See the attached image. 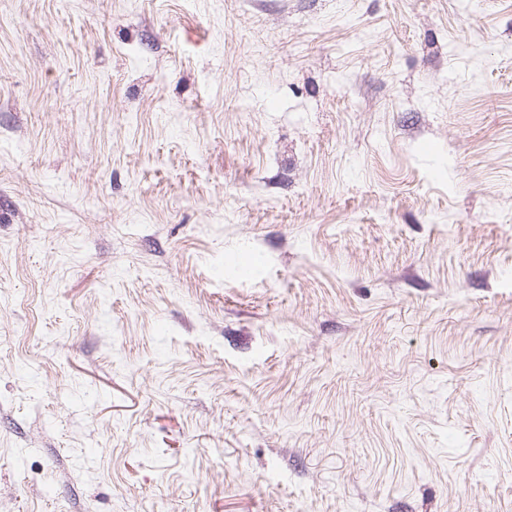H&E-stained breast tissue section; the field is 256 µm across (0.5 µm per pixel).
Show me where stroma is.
Returning <instances> with one entry per match:
<instances>
[{
  "instance_id": "35a3bbf8",
  "label": "stroma",
  "mask_w": 512,
  "mask_h": 512,
  "mask_svg": "<svg viewBox=\"0 0 512 512\" xmlns=\"http://www.w3.org/2000/svg\"><path fill=\"white\" fill-rule=\"evenodd\" d=\"M0 512H512V0H0Z\"/></svg>"
}]
</instances>
